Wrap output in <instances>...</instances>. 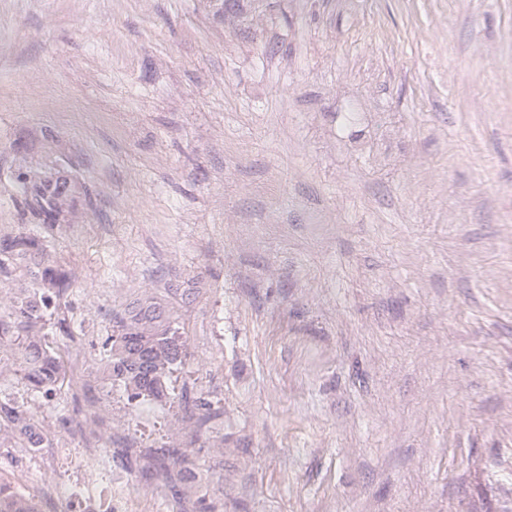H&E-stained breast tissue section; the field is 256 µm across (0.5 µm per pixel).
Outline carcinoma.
I'll return each instance as SVG.
<instances>
[{
    "instance_id": "obj_1",
    "label": "carcinoma",
    "mask_w": 512,
    "mask_h": 512,
    "mask_svg": "<svg viewBox=\"0 0 512 512\" xmlns=\"http://www.w3.org/2000/svg\"><path fill=\"white\" fill-rule=\"evenodd\" d=\"M23 210L48 226L53 215L74 210L89 211L95 203L87 191L73 181L47 183L38 194L21 186ZM10 286L7 314L0 315V349L16 356L14 372L21 374L30 398H50L64 378L68 350L46 342L48 329L72 336L65 317L72 275L50 264L48 245L36 235L20 233L0 236V285ZM177 311L164 297L144 296L129 303L121 315L113 316L112 334L98 359L100 370L112 386L127 396L128 405L169 400L171 378L187 361L184 342L175 327ZM185 421L190 424L197 448L167 446L112 449V466L138 474L155 485L168 500L171 512H182L190 502L197 512H218L209 498L208 473L224 469V450L203 462L201 437L213 431L224 417V407L202 393L184 389L179 397ZM53 446L46 418L29 404L0 390V448H50ZM0 512H46L30 497L0 480Z\"/></svg>"
}]
</instances>
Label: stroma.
<instances>
[{"instance_id":"stroma-1","label":"stroma","mask_w":512,"mask_h":512,"mask_svg":"<svg viewBox=\"0 0 512 512\" xmlns=\"http://www.w3.org/2000/svg\"><path fill=\"white\" fill-rule=\"evenodd\" d=\"M97 210L45 227L18 178ZM75 277L55 429L67 487L156 489L103 440L181 443L95 364L169 286L220 402L224 512H496L512 502V0H0V236Z\"/></svg>"}]
</instances>
